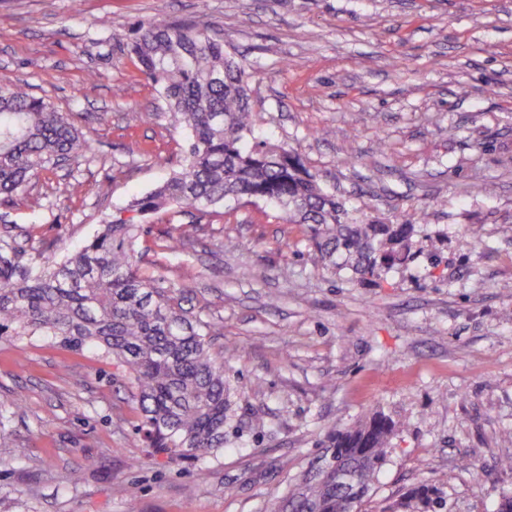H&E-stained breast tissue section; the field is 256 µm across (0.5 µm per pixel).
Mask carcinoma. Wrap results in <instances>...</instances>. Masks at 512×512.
<instances>
[{
  "label": "carcinoma",
  "instance_id": "obj_1",
  "mask_svg": "<svg viewBox=\"0 0 512 512\" xmlns=\"http://www.w3.org/2000/svg\"><path fill=\"white\" fill-rule=\"evenodd\" d=\"M129 52L187 137L180 170L134 197L128 210L146 216L168 206L202 211L263 201L277 206L285 223L305 229L323 268L336 266L339 255L366 276L409 259L410 220L354 217L294 150L243 144L254 126L247 72L218 32L158 16L139 26ZM89 149L50 101L0 84V196H17L49 165L85 158ZM137 228L118 217L65 260L37 259L27 268L11 237H1L0 338L50 336L75 351L116 358L137 390L136 430L146 447L172 461L215 456L224 451L231 420L228 360L210 351L209 337L221 325L187 316L173 290L139 273ZM400 428L376 411L330 431L322 442L328 459L291 480L267 512L361 509ZM338 467L355 475L351 487L336 485ZM382 512H445V502L423 487Z\"/></svg>",
  "mask_w": 512,
  "mask_h": 512
}]
</instances>
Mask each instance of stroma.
Here are the masks:
<instances>
[{
	"instance_id": "35a3bbf8",
	"label": "stroma",
	"mask_w": 512,
	"mask_h": 512,
	"mask_svg": "<svg viewBox=\"0 0 512 512\" xmlns=\"http://www.w3.org/2000/svg\"><path fill=\"white\" fill-rule=\"evenodd\" d=\"M159 15L217 30L244 62L248 146L294 149L348 209L427 220L407 263L361 278L315 266L263 202L143 218L142 272L223 324L213 355L236 348L240 430L214 457L152 454L125 364L2 339L0 512H266L330 430L377 410L402 427L369 512L425 483L449 512H492L512 489V0H0V83L48 99L90 145L0 201L27 259L72 253L178 169L185 140L126 48ZM72 177L80 193L53 197Z\"/></svg>"
}]
</instances>
